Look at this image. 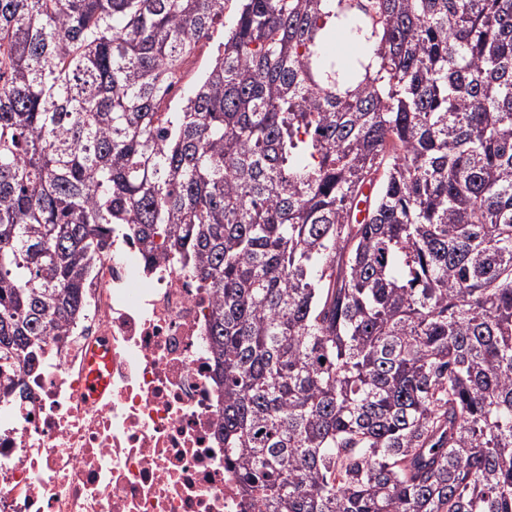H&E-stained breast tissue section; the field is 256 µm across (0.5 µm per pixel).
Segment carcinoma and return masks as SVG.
Returning <instances> with one entry per match:
<instances>
[{
    "instance_id": "cac0c4a2",
    "label": "carcinoma",
    "mask_w": 512,
    "mask_h": 512,
    "mask_svg": "<svg viewBox=\"0 0 512 512\" xmlns=\"http://www.w3.org/2000/svg\"><path fill=\"white\" fill-rule=\"evenodd\" d=\"M329 2L0 0V398L130 224L259 512H512V0ZM223 37V28L221 26L218 27V31L214 33V39L210 40V45L206 43L203 51L200 54H197L194 58H192L188 65V80L193 81L197 78V76L205 69L209 62L210 55L218 44L219 41L222 40Z\"/></svg>"
}]
</instances>
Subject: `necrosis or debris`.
<instances>
[{
	"label": "necrosis or debris",
	"mask_w": 512,
	"mask_h": 512,
	"mask_svg": "<svg viewBox=\"0 0 512 512\" xmlns=\"http://www.w3.org/2000/svg\"><path fill=\"white\" fill-rule=\"evenodd\" d=\"M112 228L83 316L0 401V512H255L216 439L213 295L178 262L148 263ZM109 383L87 387L90 352Z\"/></svg>",
	"instance_id": "1"
}]
</instances>
